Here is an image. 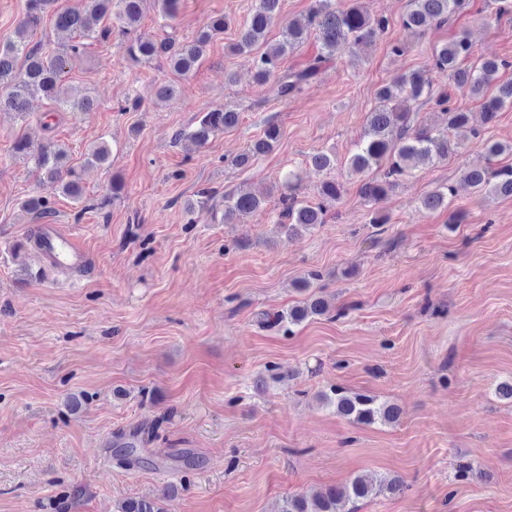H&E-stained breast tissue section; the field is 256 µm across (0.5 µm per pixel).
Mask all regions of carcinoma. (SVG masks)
Returning a JSON list of instances; mask_svg holds the SVG:
<instances>
[{
	"label": "carcinoma",
	"mask_w": 512,
	"mask_h": 512,
	"mask_svg": "<svg viewBox=\"0 0 512 512\" xmlns=\"http://www.w3.org/2000/svg\"><path fill=\"white\" fill-rule=\"evenodd\" d=\"M144 0H79L75 7L56 11V27L92 40L115 38L134 62H149L163 58L177 73L190 75L206 46L228 28L230 19L215 16L197 34L194 40L181 42L176 38L146 36L137 32ZM163 27L171 26L178 13L179 0H155ZM465 0H409L402 16V25L408 29L425 30L449 23ZM56 0H27L26 14L13 37L0 45V111L15 112L24 117L28 100L42 96L52 101L58 112H91L94 101L78 89L64 82L65 70L84 52L86 43L65 44L51 54L30 45L28 32L41 17L54 8ZM281 0H255L247 20L242 24L236 52L246 56L260 85H270L273 95L286 99L300 93L315 78L326 63L341 56L349 45L368 46L388 26L387 19L375 18L356 2L346 10L336 9L335 0H312L307 16L301 22H290L283 27L282 39L271 43L266 38L268 29L279 19ZM115 16L118 25L98 26L105 17ZM316 37V53L305 66L297 70L282 67L286 54L303 44L309 34ZM512 68V62L497 58H478L473 43L464 35H456L433 51L430 67L404 74L399 79L382 85L377 91V105L369 113L364 133L350 158V170L361 175L374 168L376 173L360 180L359 194L368 205L398 188L418 165H435L467 148L481 147L490 159L508 152L512 143L493 141L483 131L493 125L498 112L512 106V81L497 83L502 69ZM442 79L433 88L434 78ZM465 93L481 101L480 124L472 115L454 106L453 95ZM433 103L442 117L439 127L415 126L414 114L421 98ZM240 112L230 105L210 112H201L190 127L175 134V141H187L204 147L215 134L237 126ZM280 137V129L269 124L263 134L250 142L231 165L244 167L255 158L270 152ZM35 168L43 180L55 185L59 192L76 202L82 201L81 173L68 166V150L55 143L34 159ZM86 164L112 166V150L101 142L87 153ZM461 180L487 197H512V165L473 167L461 170ZM297 174L290 170L285 175L278 199L280 224L285 237L311 231L327 223L328 211L345 192V184L337 179L323 182L317 189L318 200H304L297 193ZM455 186L442 185L424 196L421 207L429 212L446 210ZM214 193L201 190L197 199L186 206L190 215H208L216 218ZM265 200L243 190L224 194V214L221 220L236 224L243 216L263 208ZM23 208L38 219L53 213L47 198L32 197ZM331 314L324 298L312 295L300 305L287 311L262 314L269 325L301 324L313 316ZM322 399L334 407L336 414L357 425L393 424L398 418L397 408L380 402L372 395L350 392L333 387ZM154 434V427L141 425L123 442L124 457L141 461L140 448ZM405 488L397 476H384L374 488L356 477L342 487L330 488L311 497L299 495L284 500L280 512H354L348 505L365 500L373 493L399 494ZM115 512H158L147 498H128L116 505Z\"/></svg>",
	"instance_id": "carcinoma-1"
}]
</instances>
